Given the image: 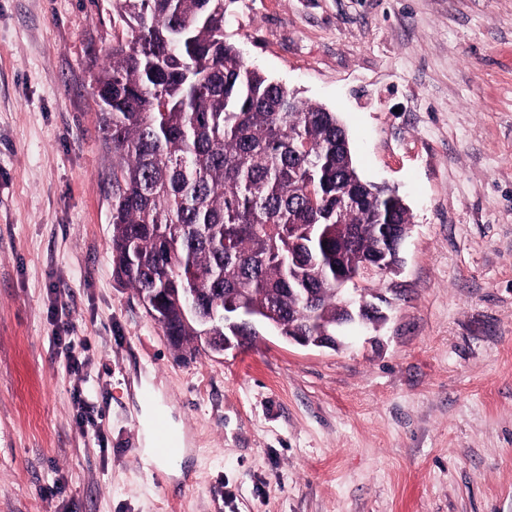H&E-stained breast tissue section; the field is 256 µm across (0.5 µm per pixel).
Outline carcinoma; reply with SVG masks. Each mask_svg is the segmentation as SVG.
Returning <instances> with one entry per match:
<instances>
[{
	"mask_svg": "<svg viewBox=\"0 0 512 512\" xmlns=\"http://www.w3.org/2000/svg\"><path fill=\"white\" fill-rule=\"evenodd\" d=\"M109 62L94 76L112 120L118 281L157 298L172 345L198 340L182 289L239 298L280 336L340 315L336 271L407 235L395 190L357 171L334 112L300 102L224 36V0H115Z\"/></svg>",
	"mask_w": 512,
	"mask_h": 512,
	"instance_id": "1",
	"label": "carcinoma"
}]
</instances>
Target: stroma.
Listing matches in <instances>:
<instances>
[{
    "instance_id": "1",
    "label": "stroma",
    "mask_w": 512,
    "mask_h": 512,
    "mask_svg": "<svg viewBox=\"0 0 512 512\" xmlns=\"http://www.w3.org/2000/svg\"><path fill=\"white\" fill-rule=\"evenodd\" d=\"M224 4L403 197L389 319L336 350L173 348L112 274L113 0H0V512H512V0ZM157 438L154 446V455L157 458L170 459L177 457L183 451L177 437L167 431L163 420L158 418L156 423Z\"/></svg>"
}]
</instances>
